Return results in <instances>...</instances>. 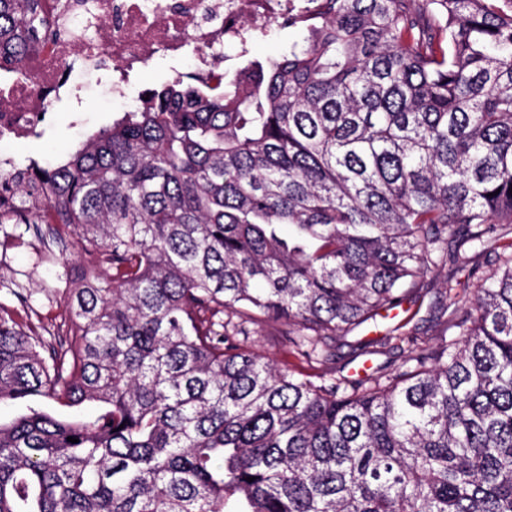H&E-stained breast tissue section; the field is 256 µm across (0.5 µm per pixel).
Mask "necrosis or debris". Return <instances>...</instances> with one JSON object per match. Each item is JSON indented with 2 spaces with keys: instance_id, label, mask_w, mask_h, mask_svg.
Here are the masks:
<instances>
[{
  "instance_id": "1",
  "label": "necrosis or debris",
  "mask_w": 512,
  "mask_h": 512,
  "mask_svg": "<svg viewBox=\"0 0 512 512\" xmlns=\"http://www.w3.org/2000/svg\"><path fill=\"white\" fill-rule=\"evenodd\" d=\"M58 33L37 49L18 76L0 82V140L37 133L47 109L93 76L114 100L130 102V78L155 57L191 58L194 78L224 85L226 47L249 54L257 28L287 22L297 0H46Z\"/></svg>"
}]
</instances>
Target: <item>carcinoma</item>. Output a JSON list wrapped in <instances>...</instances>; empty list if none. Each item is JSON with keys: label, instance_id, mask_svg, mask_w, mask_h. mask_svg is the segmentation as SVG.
<instances>
[{"label": "carcinoma", "instance_id": "carcinoma-1", "mask_svg": "<svg viewBox=\"0 0 512 512\" xmlns=\"http://www.w3.org/2000/svg\"><path fill=\"white\" fill-rule=\"evenodd\" d=\"M301 41L216 92L142 93L0 224L71 228L47 343L0 306V512H512V243L436 345L350 380L336 340L512 224V0H309ZM57 33L0 0V71ZM274 330L313 374L251 337ZM72 436L78 442L71 443ZM254 481L249 482L247 478Z\"/></svg>", "mask_w": 512, "mask_h": 512}]
</instances>
